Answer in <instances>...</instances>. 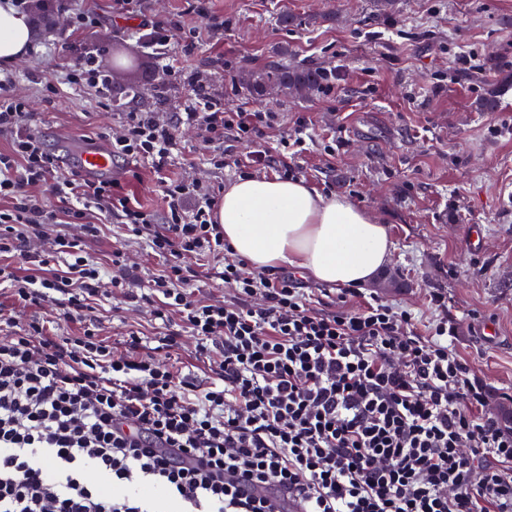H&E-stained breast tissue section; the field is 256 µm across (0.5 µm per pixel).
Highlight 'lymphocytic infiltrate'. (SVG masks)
<instances>
[{"instance_id": "lymphocytic-infiltrate-1", "label": "lymphocytic infiltrate", "mask_w": 512, "mask_h": 512, "mask_svg": "<svg viewBox=\"0 0 512 512\" xmlns=\"http://www.w3.org/2000/svg\"><path fill=\"white\" fill-rule=\"evenodd\" d=\"M27 103L0 78V257L22 254L43 268L68 255L64 274L18 277L0 265L15 300L55 301L78 321L100 294V269L80 244L50 237L48 250L21 253L67 218L86 235L103 216L152 252L169 257L145 296L154 317L179 316L197 338L208 383L175 373L179 333L146 344L129 333L115 352L91 333L63 337L37 322L0 339V512H512V431L487 408V389L460 357L449 321L420 334L407 311L379 299L317 308L292 276L254 275L225 264L232 291L219 302L189 290L184 260L220 254L224 232L211 187L163 184L155 217L115 181L92 183L62 171L27 129ZM268 112L225 111L195 95L163 124L126 113L112 154L163 171L181 125L212 142L225 134L252 144L247 161L289 174L286 152L271 153ZM51 188L52 200L32 194ZM262 295L261 306L251 303ZM97 471V486L87 478Z\"/></svg>"}]
</instances>
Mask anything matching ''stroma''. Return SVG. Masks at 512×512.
<instances>
[{"label": "stroma", "instance_id": "obj_1", "mask_svg": "<svg viewBox=\"0 0 512 512\" xmlns=\"http://www.w3.org/2000/svg\"><path fill=\"white\" fill-rule=\"evenodd\" d=\"M93 9L96 23L74 30L72 16ZM59 24L38 29L33 48L8 70L31 111L30 130L55 147L112 139L121 115L151 112L173 120L194 92L275 116L266 140L301 139L295 178L324 195H343L385 224L390 264L362 293L408 311L419 330L441 318L455 329L456 351L486 383L498 416L512 415V0H48ZM190 34L161 53L148 46L153 27ZM94 58L117 106L106 110L94 89L52 92L66 63ZM182 71L168 81V63ZM273 63L312 65L328 74L307 99L255 97L245 77ZM495 95L497 105L479 110ZM246 143H224V166L195 126L181 127L167 177L214 187L245 175L276 178L274 169L239 163ZM112 178L144 209L162 214L161 183L148 165L118 159ZM51 234L76 240L101 268L102 296L82 322L59 317L53 302L15 306L0 289L10 334L33 319L57 334L96 332L124 349L129 332L156 340L167 332L151 304L112 293V253L122 251L146 288L167 268L124 226L107 219L99 236L78 224ZM444 306H437L436 297Z\"/></svg>", "mask_w": 512, "mask_h": 512}]
</instances>
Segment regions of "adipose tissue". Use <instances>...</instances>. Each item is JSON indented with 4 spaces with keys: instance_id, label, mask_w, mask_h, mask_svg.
I'll use <instances>...</instances> for the list:
<instances>
[{
    "instance_id": "obj_1",
    "label": "adipose tissue",
    "mask_w": 512,
    "mask_h": 512,
    "mask_svg": "<svg viewBox=\"0 0 512 512\" xmlns=\"http://www.w3.org/2000/svg\"><path fill=\"white\" fill-rule=\"evenodd\" d=\"M36 31L14 0H0V63L24 58ZM233 256L251 268L291 266L336 287L366 284L391 257L385 225L342 195L325 196L300 179L238 178L215 213Z\"/></svg>"
}]
</instances>
